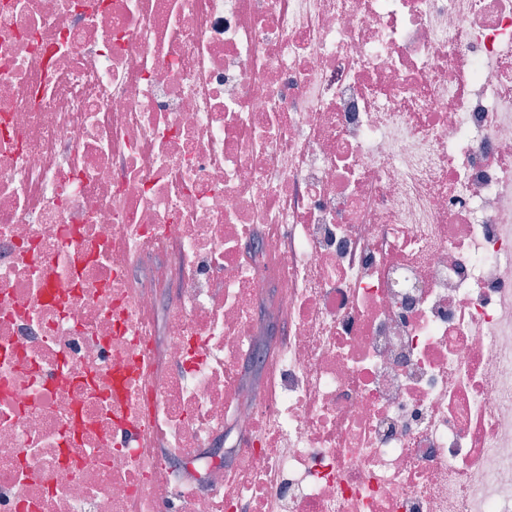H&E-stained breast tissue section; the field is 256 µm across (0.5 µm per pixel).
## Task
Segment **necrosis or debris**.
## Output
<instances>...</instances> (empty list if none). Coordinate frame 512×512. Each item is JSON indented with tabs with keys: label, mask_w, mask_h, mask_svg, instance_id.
<instances>
[{
	"label": "necrosis or debris",
	"mask_w": 512,
	"mask_h": 512,
	"mask_svg": "<svg viewBox=\"0 0 512 512\" xmlns=\"http://www.w3.org/2000/svg\"><path fill=\"white\" fill-rule=\"evenodd\" d=\"M0 512H512V0H0Z\"/></svg>",
	"instance_id": "obj_1"
}]
</instances>
